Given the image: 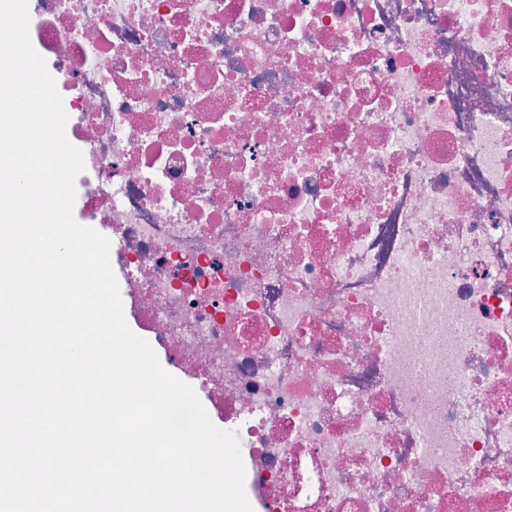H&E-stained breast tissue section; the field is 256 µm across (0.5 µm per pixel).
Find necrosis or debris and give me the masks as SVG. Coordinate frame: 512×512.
Masks as SVG:
<instances>
[{
  "mask_svg": "<svg viewBox=\"0 0 512 512\" xmlns=\"http://www.w3.org/2000/svg\"><path fill=\"white\" fill-rule=\"evenodd\" d=\"M126 320L253 512H512V0H28Z\"/></svg>",
  "mask_w": 512,
  "mask_h": 512,
  "instance_id": "1",
  "label": "necrosis or debris"
}]
</instances>
